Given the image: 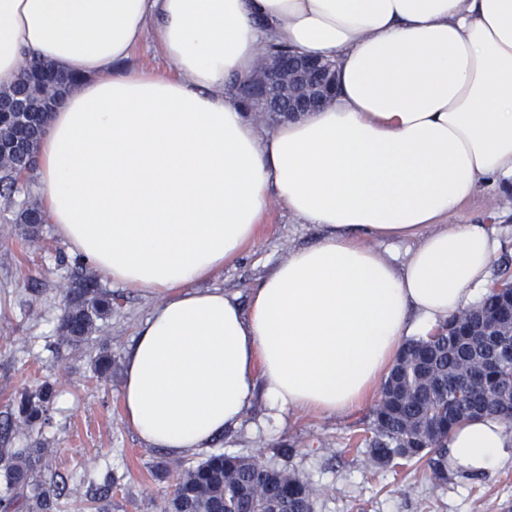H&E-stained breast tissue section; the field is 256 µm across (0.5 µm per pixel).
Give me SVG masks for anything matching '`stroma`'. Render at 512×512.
Wrapping results in <instances>:
<instances>
[{"mask_svg":"<svg viewBox=\"0 0 512 512\" xmlns=\"http://www.w3.org/2000/svg\"><path fill=\"white\" fill-rule=\"evenodd\" d=\"M452 224H487L512 255V182L478 190L448 218ZM320 231L302 223L280 203H272L258 242L226 262L205 285L221 288L246 302L249 291L289 254L312 245ZM63 245L52 224H42L30 238L11 213H0V419L19 392L49 380L58 395L42 430L15 424L11 447L42 442L48 453L41 479L65 482L63 512H161L174 475L164 463L190 465L201 453L173 458L161 448L141 443L121 408L124 360L139 326L161 298L129 288L113 287L112 315L101 332L78 348L59 346L57 333L63 292L71 268L61 263ZM37 282L39 293L28 290ZM112 355L107 378H98L99 346ZM371 405L342 416L288 413L281 424L267 423L262 400H255L242 427L224 432L212 450L257 455L287 467L315 491L313 512H512V462L493 474L474 475L455 467L448 480L435 482L423 465L370 468L362 443ZM292 447L291 457L279 449ZM112 470L116 482L109 497L85 500L86 483Z\"/></svg>","mask_w":512,"mask_h":512,"instance_id":"stroma-1","label":"stroma"}]
</instances>
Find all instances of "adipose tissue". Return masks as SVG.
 I'll list each match as a JSON object with an SVG mask.
<instances>
[{
  "label": "adipose tissue",
  "mask_w": 512,
  "mask_h": 512,
  "mask_svg": "<svg viewBox=\"0 0 512 512\" xmlns=\"http://www.w3.org/2000/svg\"><path fill=\"white\" fill-rule=\"evenodd\" d=\"M147 35L172 73L118 70ZM269 42L335 61L338 92L266 132L230 83ZM31 59L78 79L36 158L56 235L114 284L161 297L121 393L147 447L206 449L259 391L276 419L346 414L407 339L490 283L493 229L443 219L512 180V0H0V86ZM274 200L321 238L248 305L200 288ZM378 240L413 246L396 266ZM448 448L491 473L512 434L481 419Z\"/></svg>",
  "instance_id": "adipose-tissue-1"
}]
</instances>
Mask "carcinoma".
<instances>
[{
	"mask_svg": "<svg viewBox=\"0 0 512 512\" xmlns=\"http://www.w3.org/2000/svg\"><path fill=\"white\" fill-rule=\"evenodd\" d=\"M76 77L57 73L51 96L23 70L11 87L0 89V106L16 109L0 121V143L17 144L0 162V200L13 221L35 232L44 223L42 205L33 197L30 174L47 113L63 100ZM112 315V293L81 258L74 259L71 287L63 298L59 337L79 347ZM497 324L498 348H490L474 331L486 321ZM384 400L370 414L366 439L369 456L380 467L397 461L426 460L432 476L448 479V435L465 421L496 416L512 424V274L496 280L483 300L460 316L439 325L428 336L409 340L384 381ZM57 396L56 384L41 383L14 400L0 421L5 440L19 421L42 427ZM46 451L0 448L5 491L0 512H60L63 490L36 479ZM313 490L294 472L257 456L213 452L182 470L164 512H312Z\"/></svg>",
	"mask_w": 512,
	"mask_h": 512,
	"instance_id": "obj_1",
	"label": "carcinoma"
}]
</instances>
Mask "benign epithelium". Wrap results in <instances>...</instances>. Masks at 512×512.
I'll use <instances>...</instances> for the list:
<instances>
[{
	"instance_id": "7a95c632",
	"label": "benign epithelium",
	"mask_w": 512,
	"mask_h": 512,
	"mask_svg": "<svg viewBox=\"0 0 512 512\" xmlns=\"http://www.w3.org/2000/svg\"><path fill=\"white\" fill-rule=\"evenodd\" d=\"M333 85L335 79L324 71L322 62L288 52L277 60L261 59L241 92L255 101V111L273 123L278 118L296 120L321 106Z\"/></svg>"
}]
</instances>
